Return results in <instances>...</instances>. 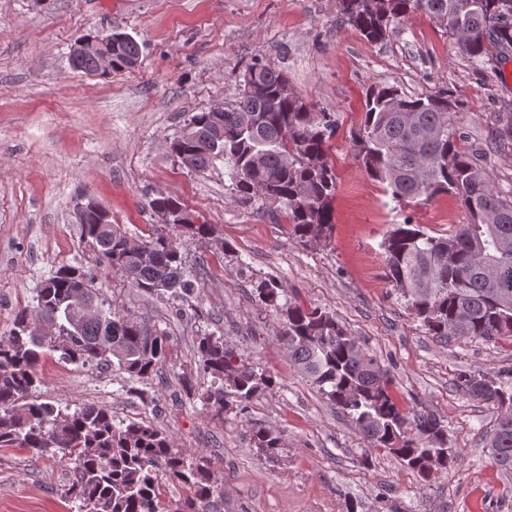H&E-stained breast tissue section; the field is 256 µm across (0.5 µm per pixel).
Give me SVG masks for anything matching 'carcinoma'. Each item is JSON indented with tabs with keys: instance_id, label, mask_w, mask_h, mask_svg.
I'll return each instance as SVG.
<instances>
[{
	"instance_id": "obj_1",
	"label": "carcinoma",
	"mask_w": 512,
	"mask_h": 512,
	"mask_svg": "<svg viewBox=\"0 0 512 512\" xmlns=\"http://www.w3.org/2000/svg\"><path fill=\"white\" fill-rule=\"evenodd\" d=\"M338 10L341 21L370 42L387 40L396 24L423 13L459 41L460 52L471 59L512 56V0H338ZM109 44L112 70H99L92 50L70 55L72 67L109 77L140 58V44L127 33L112 31ZM448 101L446 91L411 97L394 86L372 87L351 145L367 175L397 205L450 194L468 216L467 223L441 237L427 234L408 217L386 232V274L411 314L440 339L512 337V193L493 185L482 154L459 149L461 133L448 119ZM334 132L329 113L296 95L283 69L256 64L224 111L190 116L170 149L191 172L223 162L238 200L284 204L296 239L318 242L333 220L336 174L328 142ZM495 145L512 148V112L496 128ZM149 207L162 219L184 209L163 194L150 199ZM164 228L167 232L136 242L101 209L90 211L81 225L82 241L99 263L142 292L179 297L194 284L187 279L189 260L174 234L207 246L213 230L204 222ZM93 281L80 268H58L0 339V448H25L34 456L72 464L66 496L76 503V512H224V492L212 474L175 450L162 431L133 420L118 422L110 410L94 404L73 408L33 399L37 366L48 351L62 362L116 368L140 382L167 361L169 337L112 310ZM253 288L282 316L277 340L291 362L372 447L387 450L423 479L432 460L439 472L453 468L459 450L448 447L441 421L432 414L408 419L389 393L386 371L333 314L288 300L275 279L259 280ZM80 290L95 299L96 313L85 316L70 309ZM39 319L53 326L50 334L33 331ZM197 353L214 379L197 397L216 415L225 405L248 401L275 385L272 376L237 360L224 338L213 333L198 337ZM456 386L501 406L489 448L500 470L511 475L512 393L499 377L473 372L459 374ZM253 441L270 457L283 446L282 437L266 428L257 429ZM164 476L186 489L183 503H163Z\"/></svg>"
}]
</instances>
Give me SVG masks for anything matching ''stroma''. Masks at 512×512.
Masks as SVG:
<instances>
[{"label":"stroma","instance_id":"35a3bbf8","mask_svg":"<svg viewBox=\"0 0 512 512\" xmlns=\"http://www.w3.org/2000/svg\"><path fill=\"white\" fill-rule=\"evenodd\" d=\"M112 29L139 42V66L108 77L74 70L75 42ZM257 63L283 69L294 93L336 122L327 240L300 244L283 204L243 205L223 163L191 172L169 149L191 115L232 102ZM372 85L413 97L450 92L459 146L470 152L506 117L512 60L494 68L469 59L423 14L368 42L341 24L336 0H0V338L63 265L84 267L113 309L171 338L167 363L145 383L44 356L35 399L105 406L116 419L151 423L202 461L224 491V512H512V475L486 446L500 408L455 387L471 371L511 390L512 337L436 340L388 279L381 242L390 225L408 216L441 236L467 215L450 195L395 209L363 171L349 137ZM158 193L231 247L208 251L182 238L201 265L181 299L140 292L100 266L76 222L77 205L90 199L129 237H148L159 222L148 202ZM252 275L336 315L376 355L402 410L440 419L460 451L454 467L423 481L370 447L291 365L276 338L279 317L252 294ZM205 332L223 336L275 387L221 415L204 413L186 382L211 381L196 349ZM259 427L283 439L275 460L252 440ZM68 479L63 462L0 448V512H72Z\"/></svg>","mask_w":512,"mask_h":512}]
</instances>
